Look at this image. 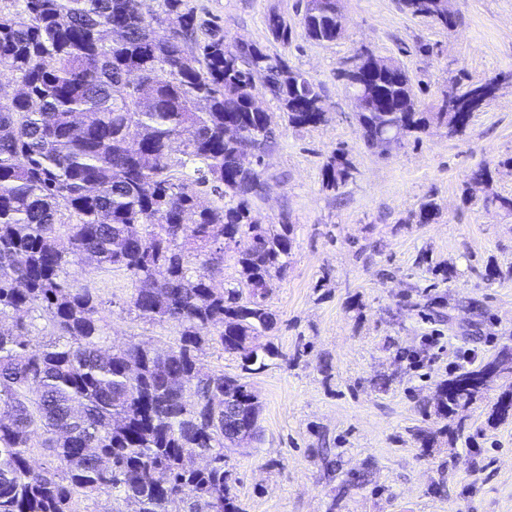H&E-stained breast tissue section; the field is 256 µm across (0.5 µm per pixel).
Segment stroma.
I'll use <instances>...</instances> for the list:
<instances>
[{"mask_svg":"<svg viewBox=\"0 0 512 512\" xmlns=\"http://www.w3.org/2000/svg\"><path fill=\"white\" fill-rule=\"evenodd\" d=\"M218 19L227 43L269 44L316 85L327 123L280 125L264 158L263 223L294 227L291 264L267 302L277 314L266 341L276 350L243 373L238 355L218 348L202 372L246 374L259 397V433L235 450L229 469L243 512H512V418L490 422L496 383L466 412L464 435L428 410L437 384L460 364L512 347V86L476 112L465 136L432 127L381 151L358 133L340 69L361 48L395 59L410 73L421 111H432L451 78L468 84L512 72V0H448L446 29L403 10L401 0H342L343 36L305 38L297 0H191ZM279 13L288 48L268 41L266 18ZM431 47L418 53L419 44ZM356 167L338 193L322 189L334 150ZM489 165V187L470 172ZM434 201L437 219L415 220ZM496 267L500 278L484 279ZM453 269V279L441 276ZM106 301L108 342L169 345L173 324H151L127 310L131 281L119 270L89 269ZM478 310H470V302ZM421 355L411 364L406 352ZM436 432L421 447L419 430Z\"/></svg>","mask_w":512,"mask_h":512,"instance_id":"35a3bbf8","label":"stroma"}]
</instances>
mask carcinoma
Segmentation results:
<instances>
[{
	"instance_id": "cac0c4a2",
	"label": "carcinoma",
	"mask_w": 512,
	"mask_h": 512,
	"mask_svg": "<svg viewBox=\"0 0 512 512\" xmlns=\"http://www.w3.org/2000/svg\"><path fill=\"white\" fill-rule=\"evenodd\" d=\"M0 8V74L19 92L0 98V512H82L102 494L112 512H242L229 485L240 426L258 430L260 402L238 375L203 374L219 347L243 368L272 354L266 299L288 271L292 225L264 224L262 159L278 120L328 119L316 86L285 55L224 41L189 0H11ZM413 16L455 22L443 0H402ZM304 36L334 42L336 0H301ZM273 41L292 32L266 18ZM339 78L364 82L371 112L357 115L369 147L431 125L466 135L462 112L417 111L402 65L376 66L363 49ZM262 86L281 114L256 106ZM353 178L339 149L324 164L334 193ZM207 187L224 200L200 202ZM238 278L217 288L224 258ZM124 271L127 305L143 322L172 323L167 347H105L104 299L78 285L80 261ZM249 289L243 294L242 288ZM50 340L34 343L35 320ZM512 376V349L452 371L432 398L454 416ZM512 417V391L491 419ZM36 453L52 466L32 463ZM208 456L195 467L190 457Z\"/></svg>"
}]
</instances>
